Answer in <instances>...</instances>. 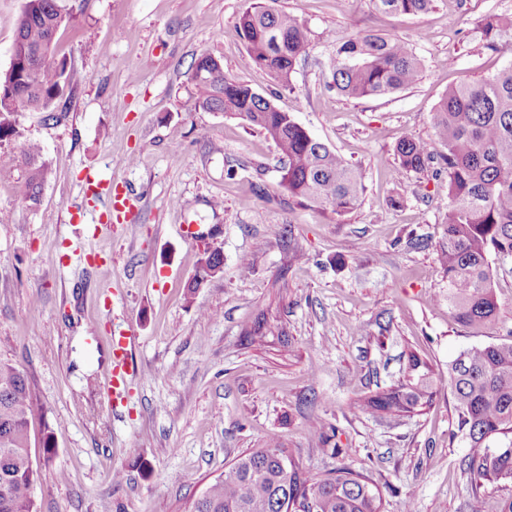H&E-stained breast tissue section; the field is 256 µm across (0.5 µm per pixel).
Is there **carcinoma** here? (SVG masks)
Wrapping results in <instances>:
<instances>
[{"mask_svg":"<svg viewBox=\"0 0 512 512\" xmlns=\"http://www.w3.org/2000/svg\"><path fill=\"white\" fill-rule=\"evenodd\" d=\"M261 0L242 15L240 27L249 64L288 88L296 65L308 59L311 43L304 21L294 12ZM439 0H371L385 13L420 15ZM74 17L59 0H25L12 55L17 64L0 72V93L15 95L13 107L0 106V140L17 141L15 162L22 167L20 191L37 203L51 173L42 147L19 138L14 115L26 110L56 118L71 74L66 57L56 56L50 31ZM486 47L512 45V16L488 14L477 24ZM200 54L189 80L195 106L222 112L258 128L271 140L280 160L279 185L291 197L330 211L338 218L360 205L365 192L359 167L314 138L250 86L210 66ZM422 71L415 49L392 35L365 30L336 42L331 86L352 99L380 97L414 85ZM433 125L446 153L439 155L448 177L450 205L445 216L439 262L448 279V310L459 323L484 327L498 312L490 258L512 260V63L471 83L448 86L433 110ZM393 177L400 182L424 171L434 146L403 138L395 146ZM224 257L204 250L186 285L195 294L221 271ZM407 379L366 398L362 411L400 416L422 411L432 401V379L413 355ZM448 385L465 441L468 469L512 488V446L491 441L512 435V342L466 349L448 366ZM40 411L25 374L0 361V512H39L34 497L36 471L30 455L29 426ZM312 504L309 512H382L379 491L343 465L318 476L278 446L241 453L195 500L193 512H281V501Z\"/></svg>","mask_w":512,"mask_h":512,"instance_id":"carcinoma-1","label":"carcinoma"}]
</instances>
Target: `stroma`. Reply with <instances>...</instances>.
Wrapping results in <instances>:
<instances>
[{"label": "stroma", "instance_id": "stroma-1", "mask_svg": "<svg viewBox=\"0 0 512 512\" xmlns=\"http://www.w3.org/2000/svg\"><path fill=\"white\" fill-rule=\"evenodd\" d=\"M256 2L61 0L75 17L57 43L72 96L58 120L16 115L52 163L38 202L19 193L15 142L0 141V360L24 371L41 406L30 424L39 510L190 512L237 455L275 443L314 473L344 464L367 476L382 512H470L476 495L500 512L512 492L463 463L448 365L512 341V264L492 265L496 322H456L437 254L448 177L437 161L401 183L391 173L401 138L443 153L432 116L449 84L512 63V48L485 47L476 29L511 15L512 0H440L419 16L381 14L370 0H277L312 45L286 89L247 61L239 19ZM372 29L414 47L419 81L384 97L337 95L327 86L337 39ZM203 53L356 163L360 206L339 220L299 203L279 185L271 140L196 108L188 72ZM106 176L139 192V210L133 226L92 239L100 207L86 183ZM215 226L223 271L186 297L197 235ZM261 315L270 336L247 342ZM122 331L140 373L115 415L100 385ZM414 353L435 380L430 406L360 411L405 378Z\"/></svg>", "mask_w": 512, "mask_h": 512}]
</instances>
